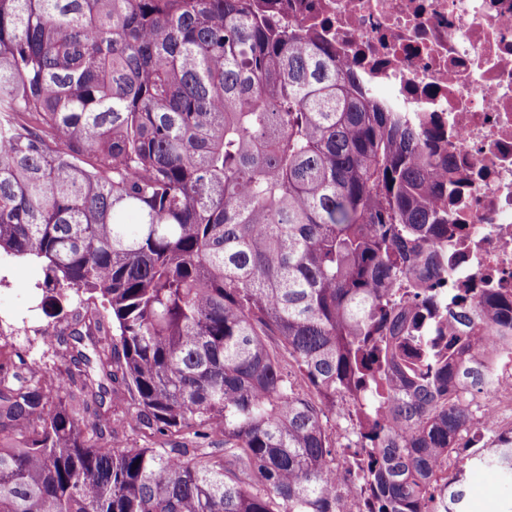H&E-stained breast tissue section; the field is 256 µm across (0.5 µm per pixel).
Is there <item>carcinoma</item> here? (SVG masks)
<instances>
[{"label":"carcinoma","mask_w":512,"mask_h":512,"mask_svg":"<svg viewBox=\"0 0 512 512\" xmlns=\"http://www.w3.org/2000/svg\"><path fill=\"white\" fill-rule=\"evenodd\" d=\"M435 156L282 0H0V255L94 305L55 381L0 363V512H344L345 398L372 512L466 506L440 459L512 301L448 313Z\"/></svg>","instance_id":"obj_1"}]
</instances>
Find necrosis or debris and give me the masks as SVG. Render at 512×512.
Wrapping results in <instances>:
<instances>
[{"label": "necrosis or debris", "mask_w": 512, "mask_h": 512, "mask_svg": "<svg viewBox=\"0 0 512 512\" xmlns=\"http://www.w3.org/2000/svg\"><path fill=\"white\" fill-rule=\"evenodd\" d=\"M405 119L432 118L461 178L448 187L447 288L512 298V0H288ZM479 401L480 430H512V363Z\"/></svg>", "instance_id": "necrosis-or-debris-1"}]
</instances>
